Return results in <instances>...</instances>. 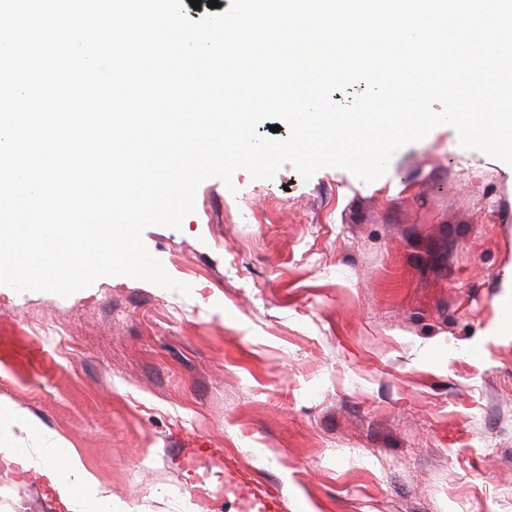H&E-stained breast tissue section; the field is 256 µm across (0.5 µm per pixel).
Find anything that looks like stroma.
<instances>
[{"label": "stroma", "mask_w": 512, "mask_h": 512, "mask_svg": "<svg viewBox=\"0 0 512 512\" xmlns=\"http://www.w3.org/2000/svg\"><path fill=\"white\" fill-rule=\"evenodd\" d=\"M142 239L190 294L0 285V398L78 448L113 504L512 512V165L441 125L371 183L289 164L207 179L181 229ZM0 512L61 508L0 460Z\"/></svg>", "instance_id": "1"}]
</instances>
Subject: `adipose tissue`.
Masks as SVG:
<instances>
[{
  "instance_id": "ef3b65f1",
  "label": "adipose tissue",
  "mask_w": 512,
  "mask_h": 512,
  "mask_svg": "<svg viewBox=\"0 0 512 512\" xmlns=\"http://www.w3.org/2000/svg\"><path fill=\"white\" fill-rule=\"evenodd\" d=\"M41 437L43 446L32 453L22 448L26 437ZM0 459L22 471L34 470L51 489L65 512H96L106 492L88 470L76 448L64 438L44 433L39 423L13 404L0 400Z\"/></svg>"
}]
</instances>
